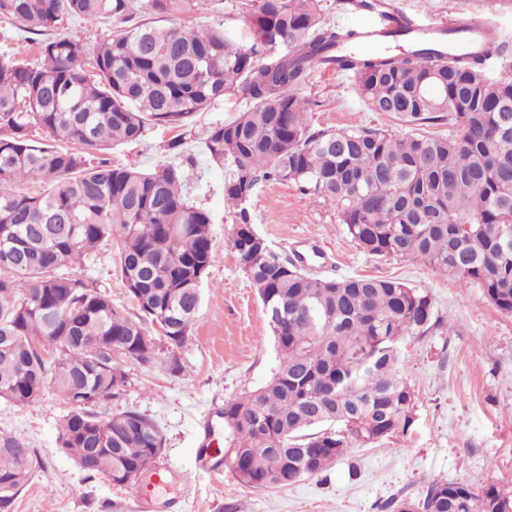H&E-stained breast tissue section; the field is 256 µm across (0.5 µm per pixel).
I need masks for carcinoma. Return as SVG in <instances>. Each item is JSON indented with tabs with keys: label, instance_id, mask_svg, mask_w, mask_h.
I'll return each instance as SVG.
<instances>
[{
	"label": "carcinoma",
	"instance_id": "obj_1",
	"mask_svg": "<svg viewBox=\"0 0 512 512\" xmlns=\"http://www.w3.org/2000/svg\"><path fill=\"white\" fill-rule=\"evenodd\" d=\"M190 0H0V18L26 34L41 63L0 55V399L46 394L67 406L58 443L91 476L150 469L165 439L147 416L91 408L115 398L119 354L153 364L142 344L159 325L176 347L191 336L202 278L213 264L212 215L183 192L185 165L114 166L104 150L140 140L150 125L180 128L233 94L249 103L203 140L229 169L236 208L230 243L256 288L279 364L260 388L224 403L231 471L258 489L325 471L357 444L413 423L415 390L397 344L438 325L429 296L397 278H322L294 259L248 245L247 201L262 181L292 182L333 206L364 252L401 256L474 283L512 314V76L488 73L489 55L444 56L432 44L399 55L342 54L357 32L331 10L369 0H256L248 45L221 26L166 25ZM76 20L116 24L89 52ZM498 55L512 38L488 24ZM316 67L351 73L372 112L447 136L397 137L365 126L322 129L318 102L298 89ZM45 133L37 139L35 129ZM47 189L32 194L30 181ZM121 241L119 269L142 316L133 319L73 273ZM98 344L95 353L88 344ZM42 463L18 434H0V512ZM417 512H512V491L436 481Z\"/></svg>",
	"mask_w": 512,
	"mask_h": 512
}]
</instances>
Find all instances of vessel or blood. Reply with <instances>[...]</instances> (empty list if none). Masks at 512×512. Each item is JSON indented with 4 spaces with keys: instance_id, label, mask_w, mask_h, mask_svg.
<instances>
[{
    "instance_id": "b4317fda",
    "label": "vessel or blood",
    "mask_w": 512,
    "mask_h": 512,
    "mask_svg": "<svg viewBox=\"0 0 512 512\" xmlns=\"http://www.w3.org/2000/svg\"><path fill=\"white\" fill-rule=\"evenodd\" d=\"M485 21L479 17L470 18L465 30L447 35V20L433 18L429 20L407 19L395 4L387 0L384 10L365 28L364 46L379 47L386 33L402 32L406 42L416 45L425 41L438 42L443 54H453L463 50L490 52L491 44L484 35Z\"/></svg>"
}]
</instances>
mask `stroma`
I'll return each instance as SVG.
<instances>
[{
	"instance_id": "obj_1",
	"label": "stroma",
	"mask_w": 512,
	"mask_h": 512,
	"mask_svg": "<svg viewBox=\"0 0 512 512\" xmlns=\"http://www.w3.org/2000/svg\"><path fill=\"white\" fill-rule=\"evenodd\" d=\"M249 0H204L187 8L186 24L240 31ZM410 17L493 19L512 36V0H395ZM301 96L316 100L313 125L367 126L398 136L410 126L385 112L368 111L353 76L315 68ZM244 101L228 95L196 116L192 126L155 127L135 144L107 151L114 165L143 168L172 158L171 141L182 139L196 157L189 169L192 201L213 218L215 260L202 280V303L192 334L182 347L156 336L159 359L150 366L124 362L121 395L99 405L102 414L129 409L145 414L162 430L164 450L155 466L165 483L138 502L130 486L88 476L60 448L58 424L65 408L53 394L21 406L0 399V434L22 435L43 467L15 501L13 512H396L401 500L423 498L430 482L489 481L512 487V315L499 312L480 288L452 273L398 256L363 252L339 224L333 207L303 195L289 182L260 183L247 206L257 231L285 256L301 253L320 277L399 278L427 293L441 321L427 336L404 337L399 365L415 390L412 426L380 442L351 448L326 471L284 487L252 488L224 465L229 433L215 412L225 401L264 385L277 365L257 292L243 272L229 239L234 211L224 199L227 168L210 162L202 141L209 128L232 119ZM121 244H104L94 262L77 268L83 277L139 314L118 272ZM215 424L216 442L204 443Z\"/></svg>"
}]
</instances>
